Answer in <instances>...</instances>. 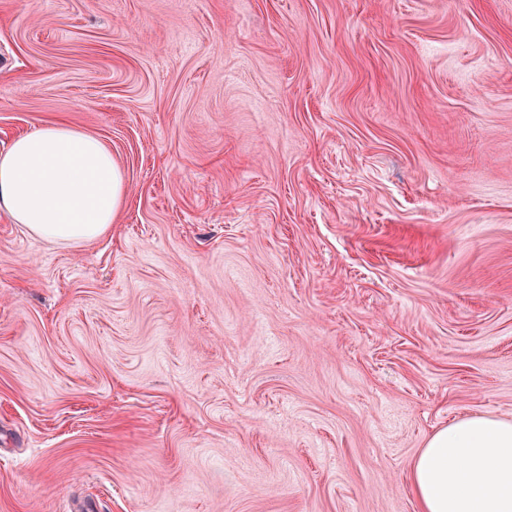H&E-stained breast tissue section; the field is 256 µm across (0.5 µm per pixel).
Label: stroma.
<instances>
[{"instance_id": "stroma-1", "label": "stroma", "mask_w": 512, "mask_h": 512, "mask_svg": "<svg viewBox=\"0 0 512 512\" xmlns=\"http://www.w3.org/2000/svg\"><path fill=\"white\" fill-rule=\"evenodd\" d=\"M55 121L126 197L0 214V512H418L512 419V0H0V151ZM409 482L420 512H512V421L470 416L440 428Z\"/></svg>"}]
</instances>
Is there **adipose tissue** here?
Segmentation results:
<instances>
[{"instance_id": "adipose-tissue-1", "label": "adipose tissue", "mask_w": 512, "mask_h": 512, "mask_svg": "<svg viewBox=\"0 0 512 512\" xmlns=\"http://www.w3.org/2000/svg\"><path fill=\"white\" fill-rule=\"evenodd\" d=\"M125 196L108 147L67 123L36 126L0 152V213L43 240L98 239ZM409 482L420 512H512V421L470 416L440 428Z\"/></svg>"}]
</instances>
